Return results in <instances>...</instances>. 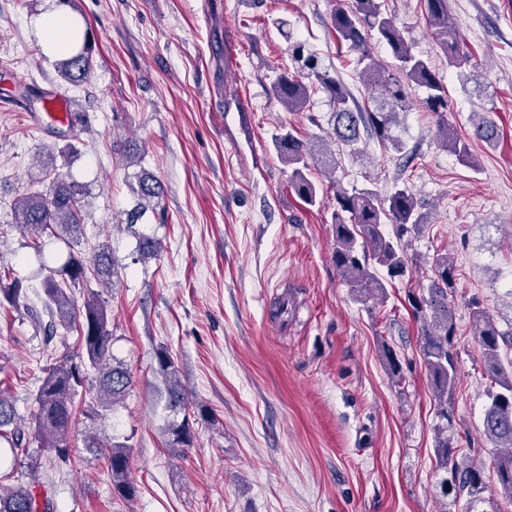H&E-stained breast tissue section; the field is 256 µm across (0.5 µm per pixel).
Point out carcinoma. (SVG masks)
<instances>
[{
    "label": "carcinoma",
    "instance_id": "carcinoma-1",
    "mask_svg": "<svg viewBox=\"0 0 512 512\" xmlns=\"http://www.w3.org/2000/svg\"><path fill=\"white\" fill-rule=\"evenodd\" d=\"M430 29L448 54V61L462 65L468 57L459 54V27L448 11V0H424ZM330 28L339 42L358 53V76L367 91V103H360L348 88L323 70L319 57L301 41L288 47L294 70L277 75L270 95L288 112H302L312 95L326 93L335 107L330 141L358 150L362 140H373L383 147L402 153L405 144L395 134L400 116L419 90L425 93L422 106L441 120L439 142L444 150L461 162L476 166L469 144L448 136L444 117L448 112V92L443 78L429 61L415 55L392 15L382 9L381 0H351L332 3ZM77 43L61 53L58 72L67 83L79 86L92 71L94 38L89 30L77 31ZM387 45L393 62L382 63L374 55L371 39ZM476 137L490 141L498 136L496 124L482 116L474 124ZM274 148L288 167V188L300 201L315 207L322 202L311 179L315 168L333 169L336 153L326 145L319 146L299 137L293 129H283L274 138ZM38 183L41 189L30 192L14 204L18 229L50 232L72 245L80 244L84 228L88 192L85 186L66 176L52 174L49 160L42 158ZM136 205L127 213L125 227L136 239L137 259L146 261L158 253L155 237L140 231L137 225L150 214L162 219L163 188L157 178L143 170L132 187ZM336 208L331 213L333 231L332 259L336 269L351 286L356 299L363 304L385 298V285L379 271L389 279L410 273L406 250L424 227V213L407 188H397L387 197L369 187L352 191L336 190ZM429 284L412 298L415 320L419 323L420 347L432 389L436 416L435 456L438 466L449 477L443 489L466 497L468 512H500L492 498L482 472L474 465L458 459L460 449L454 446L455 419L448 402L455 388L458 366L456 353L457 322L455 300L449 297L455 280V265L446 253L432 258ZM98 281L112 279L117 267L110 246L102 244L91 258L70 255L67 263L53 270L43 281V305L51 317L50 326L76 334L75 349L47 366L33 394L30 418L18 413L14 402L0 390V445L11 450L14 460L30 462L31 478L25 484L12 485L0 491V512H53L46 486L36 479L38 455L32 446L55 451L61 463L70 461L72 433L75 426L88 420L89 427L102 419V410L124 401L132 389V379L122 361L112 355V329L107 302L88 287L90 276ZM86 289L83 306L78 308L74 289ZM22 284L0 277V305L13 302ZM474 335L482 350L484 369L491 379L487 390L483 417V434L499 449L496 458L498 489L512 501V361L503 363L501 350L512 349V330H501L479 300L470 299ZM159 371L165 378L168 405L187 412L191 408L178 371L167 352L157 358ZM88 386L95 390L94 401L80 404L77 397ZM165 447L178 449L193 446L194 434L188 417L171 422L164 428ZM87 448H107V468L112 487L124 498L134 496L136 487L129 476L132 448L124 444L101 442L96 433L84 434Z\"/></svg>",
    "mask_w": 512,
    "mask_h": 512
}]
</instances>
